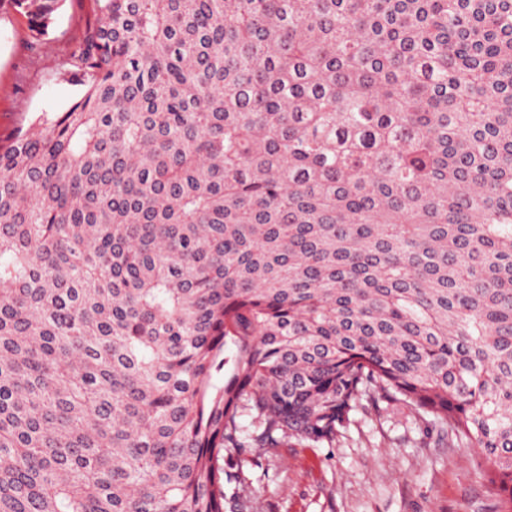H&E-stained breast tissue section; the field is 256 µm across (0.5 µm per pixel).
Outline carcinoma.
I'll return each mask as SVG.
<instances>
[{
  "label": "carcinoma",
  "instance_id": "carcinoma-1",
  "mask_svg": "<svg viewBox=\"0 0 512 512\" xmlns=\"http://www.w3.org/2000/svg\"><path fill=\"white\" fill-rule=\"evenodd\" d=\"M86 2L0 138V512H248L391 403L512 512V0Z\"/></svg>",
  "mask_w": 512,
  "mask_h": 512
}]
</instances>
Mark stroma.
I'll list each match as a JSON object with an SVG mask.
<instances>
[{"label":"stroma","instance_id":"1","mask_svg":"<svg viewBox=\"0 0 512 512\" xmlns=\"http://www.w3.org/2000/svg\"><path fill=\"white\" fill-rule=\"evenodd\" d=\"M84 23L79 0H64L47 43L35 52L25 18L0 12L1 136L77 96L78 86L64 72ZM478 460L392 405L358 415L336 447L306 448L292 440L254 455L242 464V485L249 512H497L498 497Z\"/></svg>","mask_w":512,"mask_h":512}]
</instances>
